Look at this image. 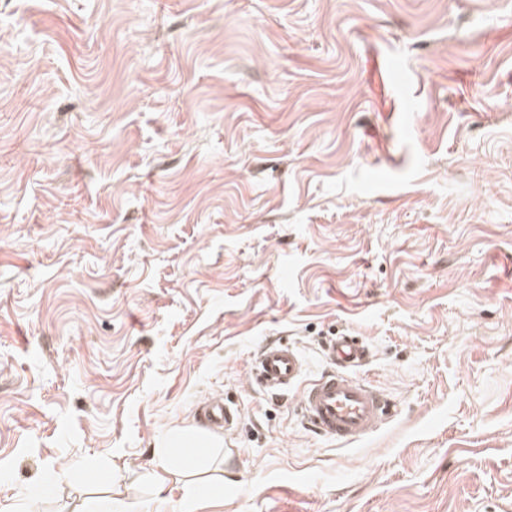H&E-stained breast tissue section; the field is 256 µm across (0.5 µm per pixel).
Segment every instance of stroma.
<instances>
[{"label": "stroma", "mask_w": 512, "mask_h": 512, "mask_svg": "<svg viewBox=\"0 0 512 512\" xmlns=\"http://www.w3.org/2000/svg\"><path fill=\"white\" fill-rule=\"evenodd\" d=\"M342 333L392 404L353 446L250 381ZM211 397L233 429L178 468ZM48 480L512 512V0H0V512Z\"/></svg>", "instance_id": "obj_1"}]
</instances>
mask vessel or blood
Masks as SVG:
<instances>
[{
  "label": "vessel or blood",
  "instance_id": "b4317fda",
  "mask_svg": "<svg viewBox=\"0 0 512 512\" xmlns=\"http://www.w3.org/2000/svg\"><path fill=\"white\" fill-rule=\"evenodd\" d=\"M368 354L360 337L340 334L327 346L329 370L308 382L300 351L282 341L272 342L256 356L252 376L261 389L271 393L298 390L310 428L336 442L352 444L374 434L388 415L389 403L383 393L352 375Z\"/></svg>",
  "mask_w": 512,
  "mask_h": 512
}]
</instances>
